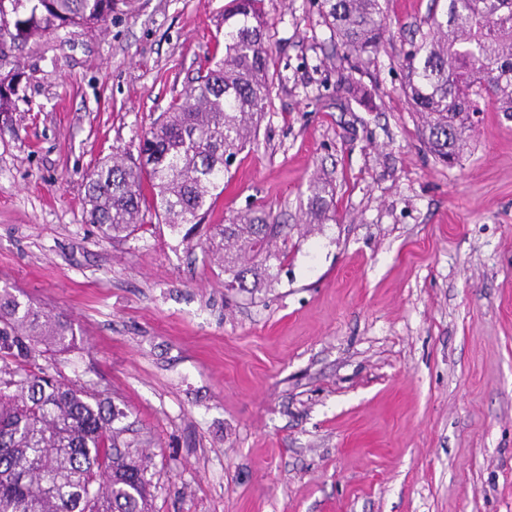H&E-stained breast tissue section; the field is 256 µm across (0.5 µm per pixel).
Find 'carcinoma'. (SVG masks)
<instances>
[{
  "instance_id": "1",
  "label": "carcinoma",
  "mask_w": 512,
  "mask_h": 512,
  "mask_svg": "<svg viewBox=\"0 0 512 512\" xmlns=\"http://www.w3.org/2000/svg\"><path fill=\"white\" fill-rule=\"evenodd\" d=\"M260 0L224 8V58L197 72L179 102L140 144L139 163L117 151L85 182L87 221L100 237L129 236L146 219L191 224L224 192L232 162L257 142L270 98L271 47ZM119 0H0V40L23 44L60 29L98 26ZM348 54L385 41L382 0H322ZM402 93L420 137L446 163L468 151L473 117L490 108L512 119V0H446L413 31ZM18 88L0 77V112ZM308 214L325 216L326 185L310 186ZM287 226L265 209L238 215L208 245L224 287L245 290L288 260ZM71 322L0 294V512H150L147 461L127 413L103 390L38 364L41 346L66 351Z\"/></svg>"
}]
</instances>
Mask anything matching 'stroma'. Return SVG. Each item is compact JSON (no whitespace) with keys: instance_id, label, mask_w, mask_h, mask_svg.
<instances>
[{"instance_id":"stroma-1","label":"stroma","mask_w":512,"mask_h":512,"mask_svg":"<svg viewBox=\"0 0 512 512\" xmlns=\"http://www.w3.org/2000/svg\"><path fill=\"white\" fill-rule=\"evenodd\" d=\"M227 2L135 0L0 43V74H21L0 113V291L76 330L41 365L127 412L154 512H512V120L480 113L451 165L423 146L401 60L431 0H385L371 60L337 47L320 0H263L273 89L229 194L192 229L87 223V175L137 157L223 54ZM317 178L329 219L310 224ZM264 207L288 261L225 287L210 227Z\"/></svg>"}]
</instances>
